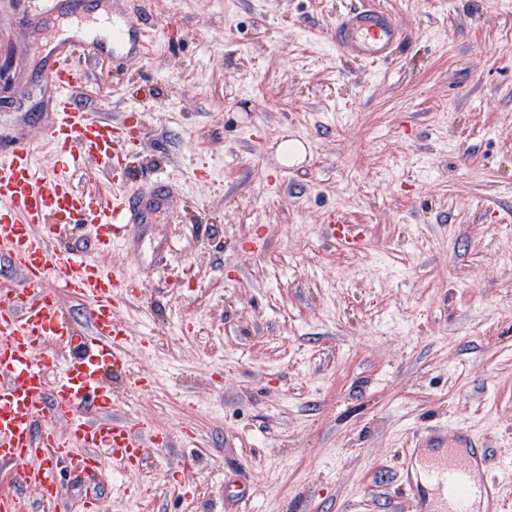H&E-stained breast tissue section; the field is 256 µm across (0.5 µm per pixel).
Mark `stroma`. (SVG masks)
I'll use <instances>...</instances> for the list:
<instances>
[{"label": "stroma", "instance_id": "1", "mask_svg": "<svg viewBox=\"0 0 512 512\" xmlns=\"http://www.w3.org/2000/svg\"><path fill=\"white\" fill-rule=\"evenodd\" d=\"M371 2L404 31L389 62L337 53L342 0H143L142 57L90 70L87 104L139 133L78 185L173 187L99 257L132 339L112 411L169 442L59 470L69 512H419L404 448L459 433L512 512V0ZM44 39L0 22V136L50 171Z\"/></svg>", "mask_w": 512, "mask_h": 512}]
</instances>
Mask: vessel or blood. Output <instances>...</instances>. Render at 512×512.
Listing matches in <instances>:
<instances>
[{"mask_svg":"<svg viewBox=\"0 0 512 512\" xmlns=\"http://www.w3.org/2000/svg\"><path fill=\"white\" fill-rule=\"evenodd\" d=\"M31 27L60 19L68 30L42 50L47 73L49 147L57 156L43 172L26 139L0 146V254L18 280L0 295V470L35 492L34 500L0 494V512H58L64 499L52 462L64 463L76 480L94 481L103 459L122 471L142 469L147 445L166 436L146 424H130L112 413L111 379L129 370L126 326L117 319L118 285L96 254L57 243L62 230L78 222L97 226L98 252H107L141 222L142 196L126 190L104 199L78 188L74 171L82 164L113 170L134 125L117 135L111 120L94 116L82 99L84 61L110 52L114 68L142 55L144 33L133 10L100 0L97 15H85L80 0H21ZM330 38L358 60H387L403 38L396 19L376 7H346ZM87 301L86 323L78 325L59 297ZM64 419L66 433L48 427ZM414 470L413 492L424 512H480L499 500L498 484L480 477L490 454L460 456L456 444L422 453L406 449Z\"/></svg>","mask_w":512,"mask_h":512,"instance_id":"b4317fda","label":"vessel or blood"}]
</instances>
